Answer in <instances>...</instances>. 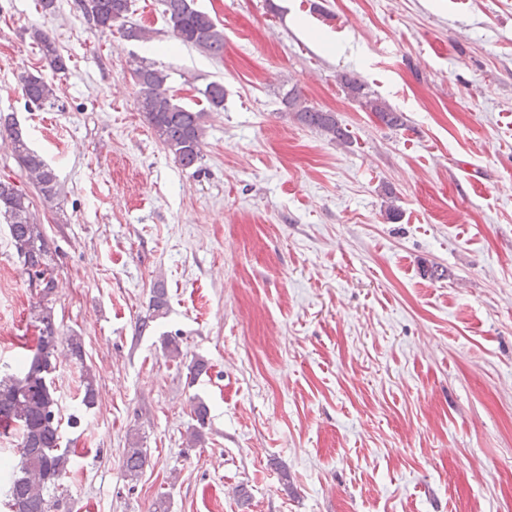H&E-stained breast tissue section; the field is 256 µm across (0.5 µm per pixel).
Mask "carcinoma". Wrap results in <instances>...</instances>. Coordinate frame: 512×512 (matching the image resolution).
<instances>
[{
  "mask_svg": "<svg viewBox=\"0 0 512 512\" xmlns=\"http://www.w3.org/2000/svg\"><path fill=\"white\" fill-rule=\"evenodd\" d=\"M163 15L171 24L173 37L214 57L224 54V30L209 14L195 7V0H160ZM84 19L94 27L110 30L130 11L131 0H76ZM30 39L41 60L55 73L67 70L65 57L48 33L40 28L29 31ZM137 87L136 102L157 140L185 168L202 159L205 112L180 104L168 85L169 74L156 63L136 57L130 62ZM349 94L363 100L365 108L376 113L388 127L404 125L403 115L384 102L364 92V85L354 77L343 76ZM22 90L36 106L52 105L57 99L55 84L40 75L23 77ZM210 107H224V84L208 83L201 91ZM284 107L302 125L316 129L339 143L347 142L348 132L336 113L317 110L301 101L293 91L283 99ZM0 136L9 140L11 152L19 168L38 184L47 203L59 195L57 175L43 157L28 143L19 124L11 117L0 116ZM28 196L12 183L0 180V224L8 227L11 244L29 277V287L46 300L56 288L55 258L51 244L30 207ZM165 288L153 290L150 313L139 319L138 330L144 331L156 316L165 313ZM34 328L37 330L31 357L17 368L3 365L0 370V431L19 437V461L4 469L3 495L9 512H58L60 499L55 490L66 476L70 464V449L61 447L58 419V400L55 396L52 373L59 354L83 360L81 337L70 336L62 341L58 336L53 307L40 304L34 307ZM81 405L94 406L95 376L84 369ZM147 463L146 452L135 443L124 449L121 469L126 478L139 477Z\"/></svg>",
  "mask_w": 512,
  "mask_h": 512,
  "instance_id": "cac0c4a2",
  "label": "carcinoma"
}]
</instances>
